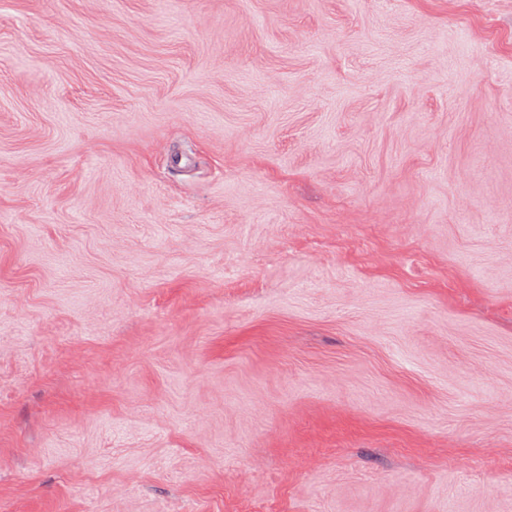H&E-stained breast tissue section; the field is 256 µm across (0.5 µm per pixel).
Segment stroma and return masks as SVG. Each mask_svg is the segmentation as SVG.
I'll use <instances>...</instances> for the list:
<instances>
[{
  "mask_svg": "<svg viewBox=\"0 0 512 512\" xmlns=\"http://www.w3.org/2000/svg\"><path fill=\"white\" fill-rule=\"evenodd\" d=\"M0 512H512V0H0Z\"/></svg>",
  "mask_w": 512,
  "mask_h": 512,
  "instance_id": "obj_1",
  "label": "stroma"
}]
</instances>
